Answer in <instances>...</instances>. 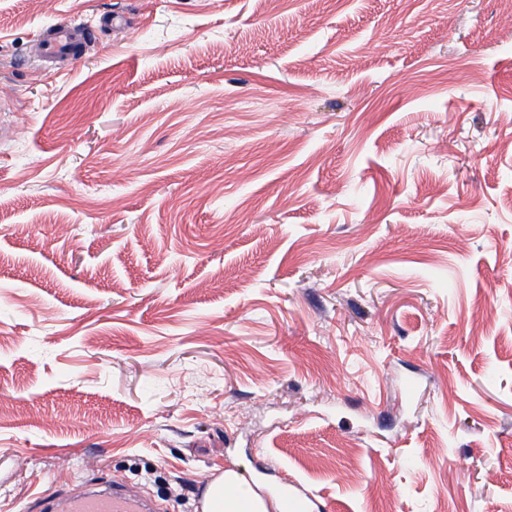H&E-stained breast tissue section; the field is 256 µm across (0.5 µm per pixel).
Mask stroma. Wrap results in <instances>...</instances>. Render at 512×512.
Listing matches in <instances>:
<instances>
[{
	"label": "stroma",
	"instance_id": "stroma-1",
	"mask_svg": "<svg viewBox=\"0 0 512 512\" xmlns=\"http://www.w3.org/2000/svg\"><path fill=\"white\" fill-rule=\"evenodd\" d=\"M0 404V512H512V14L0 0ZM77 21L75 17L59 20L39 33L37 57L42 63H46L49 70L67 71L85 55L86 43L81 45L71 38V30ZM226 484L224 495L225 512H243L246 505L250 507V512H285L282 500L278 496L265 499L258 492L248 488V482L240 477L234 470H224L215 478L208 489L206 500L204 502V511L214 509V499L209 495L219 486ZM232 489H228L231 487ZM151 505L126 490L125 483L114 481L112 487L71 496L50 512H149Z\"/></svg>",
	"mask_w": 512,
	"mask_h": 512
}]
</instances>
